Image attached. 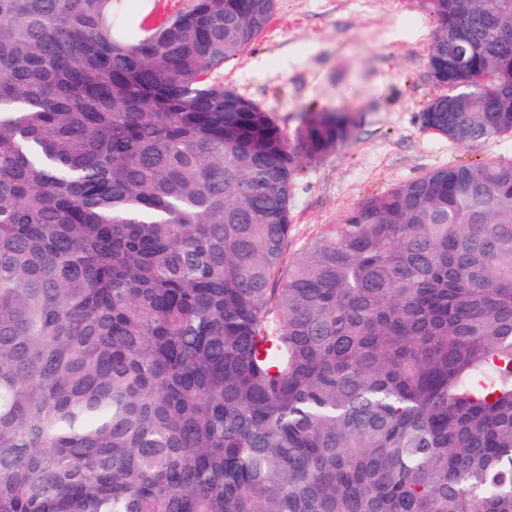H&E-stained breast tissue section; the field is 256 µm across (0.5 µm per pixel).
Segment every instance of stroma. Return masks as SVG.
Returning a JSON list of instances; mask_svg holds the SVG:
<instances>
[{"label": "stroma", "instance_id": "stroma-1", "mask_svg": "<svg viewBox=\"0 0 512 512\" xmlns=\"http://www.w3.org/2000/svg\"><path fill=\"white\" fill-rule=\"evenodd\" d=\"M435 24L419 0H278L268 27L223 79L293 133L311 109L345 112L354 137L304 168L284 254L294 263L348 209L436 168L512 156V137L458 146L422 127L437 89Z\"/></svg>", "mask_w": 512, "mask_h": 512}]
</instances>
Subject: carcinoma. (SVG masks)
<instances>
[{
	"label": "carcinoma",
	"mask_w": 512,
	"mask_h": 512,
	"mask_svg": "<svg viewBox=\"0 0 512 512\" xmlns=\"http://www.w3.org/2000/svg\"><path fill=\"white\" fill-rule=\"evenodd\" d=\"M0 0V512H512V157L346 211L224 84L277 0ZM423 127L512 134V0H420ZM143 0H130L127 2L128 12H140L147 14L152 12L153 17H164L173 15L189 4V0H149L142 2Z\"/></svg>",
	"instance_id": "obj_1"
}]
</instances>
